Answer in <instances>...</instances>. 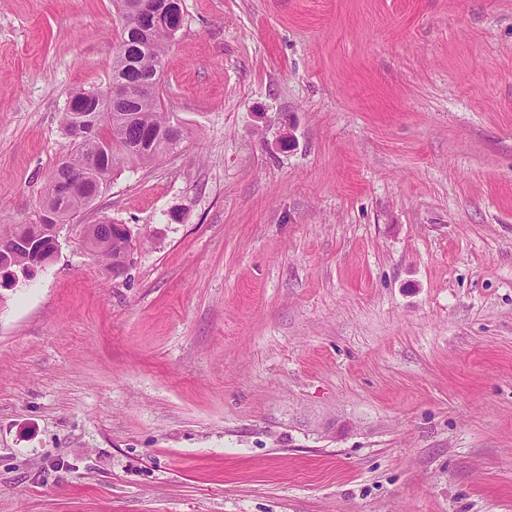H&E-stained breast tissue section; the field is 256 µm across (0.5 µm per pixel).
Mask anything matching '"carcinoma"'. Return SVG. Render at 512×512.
<instances>
[{
  "mask_svg": "<svg viewBox=\"0 0 512 512\" xmlns=\"http://www.w3.org/2000/svg\"><path fill=\"white\" fill-rule=\"evenodd\" d=\"M171 38L156 27L154 12L136 17L133 26L124 27L123 38L112 62V79L135 86L151 78L159 62L164 60ZM124 111L135 114V119L121 126L101 119L89 124V135L73 141L72 152L51 174L67 184H76L79 190L62 206L63 221H68L94 203L91 192L96 184L84 178L91 158H96L99 181L108 185L120 164H149L163 155L178 150L183 139H172L163 130L175 127L171 112L162 110L161 99L142 103L132 102ZM93 254L112 270L122 266L121 247L112 244V252L95 250Z\"/></svg>",
  "mask_w": 512,
  "mask_h": 512,
  "instance_id": "cac0c4a2",
  "label": "carcinoma"
}]
</instances>
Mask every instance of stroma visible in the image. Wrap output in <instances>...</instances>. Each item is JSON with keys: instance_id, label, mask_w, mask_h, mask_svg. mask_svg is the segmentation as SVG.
<instances>
[{"instance_id": "obj_1", "label": "stroma", "mask_w": 512, "mask_h": 512, "mask_svg": "<svg viewBox=\"0 0 512 512\" xmlns=\"http://www.w3.org/2000/svg\"><path fill=\"white\" fill-rule=\"evenodd\" d=\"M121 33L0 0V226ZM162 89L178 152L0 287V512H512V0H183ZM114 230L118 232L121 236V244L125 246V264L122 266L121 263V257H122V251L121 247L113 241L112 244V238L109 240V244L112 246V257L111 254L108 251L103 250H92L93 254L100 260L102 263H104L108 269L112 272V269L119 267L112 273L113 277L120 276L126 272L127 265L131 262L133 259L134 251H135V244L133 243L131 234L129 229L124 224H114ZM121 266V267H120Z\"/></svg>"}]
</instances>
